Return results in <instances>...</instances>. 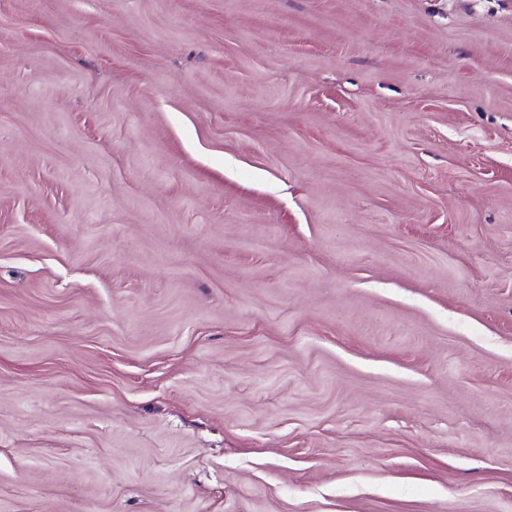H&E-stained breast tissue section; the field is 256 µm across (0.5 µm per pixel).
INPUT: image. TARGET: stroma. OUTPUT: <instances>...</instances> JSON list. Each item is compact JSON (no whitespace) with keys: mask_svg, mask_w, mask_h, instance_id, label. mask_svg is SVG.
Here are the masks:
<instances>
[{"mask_svg":"<svg viewBox=\"0 0 512 512\" xmlns=\"http://www.w3.org/2000/svg\"><path fill=\"white\" fill-rule=\"evenodd\" d=\"M0 512H512V0H0Z\"/></svg>","mask_w":512,"mask_h":512,"instance_id":"stroma-1","label":"stroma"}]
</instances>
